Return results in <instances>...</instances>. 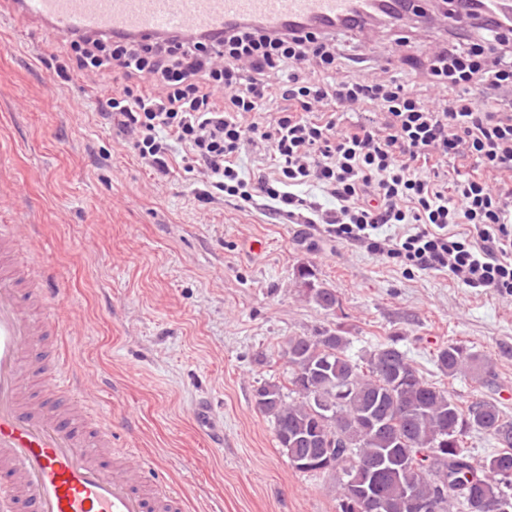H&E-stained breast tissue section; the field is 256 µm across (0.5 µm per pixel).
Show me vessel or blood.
Listing matches in <instances>:
<instances>
[{"label": "vessel or blood", "instance_id": "1", "mask_svg": "<svg viewBox=\"0 0 512 512\" xmlns=\"http://www.w3.org/2000/svg\"><path fill=\"white\" fill-rule=\"evenodd\" d=\"M415 0H14L37 30L63 37L97 32L146 41L192 38L230 25L335 30ZM22 225H0V512H185L133 449L113 448L112 426L86 416L89 387L76 361L46 350L56 330L28 308L48 310V288Z\"/></svg>", "mask_w": 512, "mask_h": 512}]
</instances>
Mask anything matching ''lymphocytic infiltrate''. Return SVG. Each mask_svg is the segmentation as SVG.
I'll list each match as a JSON object with an SVG mask.
<instances>
[{"instance_id":"obj_1","label":"lymphocytic infiltrate","mask_w":512,"mask_h":512,"mask_svg":"<svg viewBox=\"0 0 512 512\" xmlns=\"http://www.w3.org/2000/svg\"><path fill=\"white\" fill-rule=\"evenodd\" d=\"M454 32L427 49L432 103L373 70L339 34L237 24L218 38L134 42L105 34L45 40L67 79L112 76L104 119L146 167L189 181L198 202L262 205L291 224H321L405 271H448L512 296V22L452 12ZM268 166L243 169L248 145ZM395 237L381 236L385 225Z\"/></svg>"}]
</instances>
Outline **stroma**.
<instances>
[{"label": "stroma", "mask_w": 512, "mask_h": 512, "mask_svg": "<svg viewBox=\"0 0 512 512\" xmlns=\"http://www.w3.org/2000/svg\"><path fill=\"white\" fill-rule=\"evenodd\" d=\"M12 3L0 0V225H31L93 412L182 490L186 512H337L338 473L293 467L255 407L258 387L286 384L291 336L340 327L353 355L395 342L460 404L491 400L512 421V297L403 272L256 206L198 203L56 76ZM409 35L389 72L424 90L420 48L438 25ZM302 264L335 290V310L301 296ZM456 342L488 361L485 385L440 371L438 348Z\"/></svg>", "instance_id": "stroma-1"}]
</instances>
